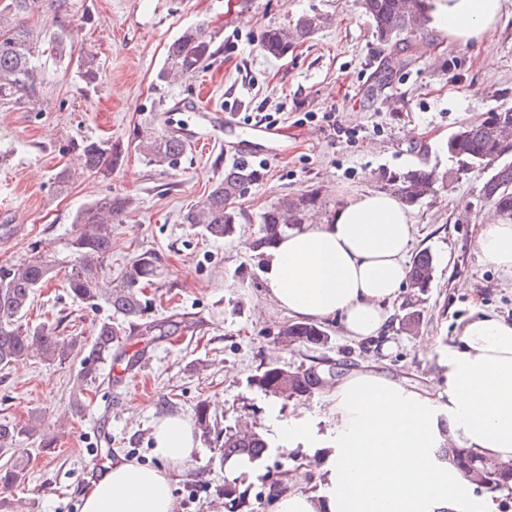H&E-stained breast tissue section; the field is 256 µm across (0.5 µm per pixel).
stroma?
Returning a JSON list of instances; mask_svg holds the SVG:
<instances>
[{
  "instance_id": "35a3bbf8",
  "label": "stroma",
  "mask_w": 512,
  "mask_h": 512,
  "mask_svg": "<svg viewBox=\"0 0 512 512\" xmlns=\"http://www.w3.org/2000/svg\"><path fill=\"white\" fill-rule=\"evenodd\" d=\"M73 23L75 47L93 49L98 75L86 84L75 67L47 62L39 99L24 108L0 107V266L54 257L69 269L66 246L76 211L95 198L122 193L135 204L114 225L112 251L101 275L112 280L129 270L134 257L151 250L165 266L163 286L147 289L152 317L184 314L194 333L155 344L124 339L123 349L141 351L135 384L114 382L103 366L87 385L84 408H73L81 356L64 365L31 359L0 371V421L24 428L40 420L63 427L51 448L39 436L22 433L17 445L30 463L24 482L0 488V499L25 512H81L92 470L105 458L158 465L153 431L157 418H193L208 401L219 427L250 426L276 441L281 421L304 419L320 438L333 428L326 390L282 402L250 385L266 364L335 370L337 377L373 370L406 385L444 394L440 363L461 323L476 310L512 322V275L479 254V225L496 222L499 212L484 198V173L462 167L445 149L461 126L481 120L499 106L512 107V8L483 42L463 46L433 25L416 33L421 56L395 68L387 87L373 91V76L387 55L356 0H81ZM318 14L325 24L297 41L281 58L265 55L260 44L272 26H294L302 15ZM205 23L217 32L218 55L196 76L154 89L168 44L185 28ZM201 103L198 112H175L177 100ZM231 112L248 124L259 112L275 114L274 151L246 134L224 128L214 112ZM355 128L354 139H337L323 121ZM152 130L188 133L207 140V151L190 149L174 168L145 165L135 146ZM91 138L123 143L126 153L111 175L80 169L74 141ZM260 173L235 201L243 214L233 238L215 241L185 224L183 213L205 198L225 169L239 161ZM73 170L67 190L54 175ZM426 168L439 176L434 196L414 205L410 253L428 250L434 278L426 293L402 289L389 308L377 339L356 341L329 322L325 347L286 348L278 340L288 323L266 293L261 255L250 249L258 217L283 197L310 193L319 222L356 193L390 191V180ZM420 313L416 333L399 330L406 305ZM106 315L72 299L59 280L36 292L27 318L60 336L91 338ZM430 351H421L422 341ZM212 443L200 442L195 460L175 474L176 512H215L222 490L235 480L246 490L254 512H273L266 494L283 471H302V485L324 489V451L296 444L279 451L284 469L272 461L255 463L251 473L230 475L211 464Z\"/></svg>"
}]
</instances>
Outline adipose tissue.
I'll list each match as a JSON object with an SVG mask.
<instances>
[{"label": "adipose tissue", "instance_id": "ef3b65f1", "mask_svg": "<svg viewBox=\"0 0 512 512\" xmlns=\"http://www.w3.org/2000/svg\"><path fill=\"white\" fill-rule=\"evenodd\" d=\"M511 0H430L429 19L465 45L500 19ZM413 237L409 209L393 194L364 191L326 224L288 232L265 263L268 295L289 316L336 321L344 336L365 340L387 324L388 303L406 285ZM482 257L512 271V218L481 225ZM448 393L429 391L372 371L354 372L330 388L334 419L324 495L296 486L278 495L274 512H492L459 472L439 459L443 434L499 461H512V323L476 312L448 347ZM160 467L113 463L85 494L82 512H175L172 469L198 451L193 427L178 415L158 418L153 432Z\"/></svg>", "mask_w": 512, "mask_h": 512}]
</instances>
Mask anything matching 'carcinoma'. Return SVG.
I'll return each mask as SVG.
<instances>
[{"instance_id": "cac0c4a2", "label": "carcinoma", "mask_w": 512, "mask_h": 512, "mask_svg": "<svg viewBox=\"0 0 512 512\" xmlns=\"http://www.w3.org/2000/svg\"><path fill=\"white\" fill-rule=\"evenodd\" d=\"M52 8L56 30L49 36L47 51L37 49L40 33L29 19ZM376 39L390 49L388 56L375 71L373 89L384 88L390 80L394 63L410 64L419 57V46L411 38L414 29L425 22L426 0H360ZM78 13L77 0H0V107L21 108L40 95L45 72L40 58L47 55L55 62L72 59L71 28ZM320 28L311 16L297 19L293 28L270 27L265 31L261 49L279 57L288 53L293 43L309 37ZM217 34L203 24L184 29L167 49L163 67L156 75L155 89L169 85L174 75L193 77L217 54ZM77 66L85 83H93L98 74L95 54L82 50ZM512 126V107L496 109L482 121L460 128L448 138V154L471 168L487 173L482 194L502 214L512 215V139L503 140L491 134V127ZM137 150L146 164L171 168L188 151L180 136L164 131L141 140ZM80 168L101 173L112 172L120 161L122 150L110 141L86 139L74 145ZM259 179L258 171L235 166L224 172L208 195L182 215V223L202 228L213 239L232 238L241 223L242 214L232 201ZM436 175L425 169H411L391 179L392 191L409 205L418 204L434 193ZM134 204L127 195H108L84 205L75 215V234L68 247L75 263L65 274L64 288L72 298L90 308L105 306L108 316L96 325L94 340L86 343L78 338H65L47 328L33 326L26 320L27 311L38 288L58 275L51 262L36 257L17 267L0 266V369L32 357L37 353L49 363L63 364L74 354L88 351L83 359L80 376L94 383L101 368L112 361V349L125 336H140L148 343L167 336L190 332L186 319H152L145 315L149 299L141 291L153 285L164 273L159 255L143 251L131 263L130 269L110 288L100 287L97 267L109 256L112 248L113 224ZM316 197L301 194L285 197L271 205L259 217V234L252 249L259 251L276 244L294 224L306 222ZM433 256L427 250L415 254L409 263L407 287L420 293L427 291L433 280ZM285 346L317 348L328 343L321 326L311 322H294L279 331ZM326 383L324 374L313 366L264 367L250 379V385L267 397L288 402L309 397ZM195 425L203 440L220 438L215 460L224 464L230 459L254 463L273 456L272 445L256 429L246 432L226 429L216 432L217 421L212 419L206 401L195 408ZM37 433L31 425L25 430L0 423V450L14 449L22 432ZM442 457L450 461L469 482L490 492H512V468L491 469L484 457L456 445L441 448ZM26 464L19 456L0 467V488L8 489L25 479ZM224 499L230 512H253L247 492L234 482L224 483Z\"/></svg>"}]
</instances>
